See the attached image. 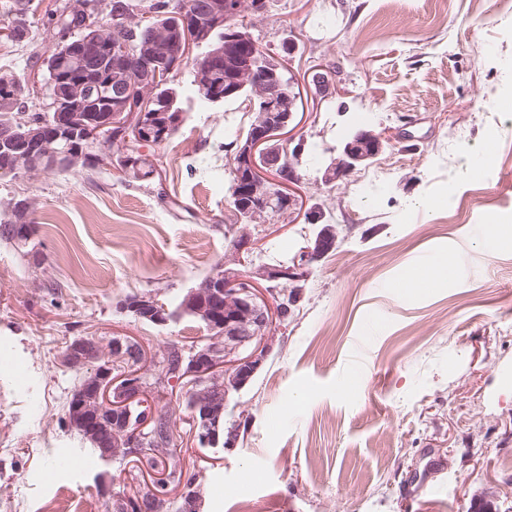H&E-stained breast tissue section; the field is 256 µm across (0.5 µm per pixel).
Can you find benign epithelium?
I'll use <instances>...</instances> for the list:
<instances>
[{
    "label": "benign epithelium",
    "mask_w": 512,
    "mask_h": 512,
    "mask_svg": "<svg viewBox=\"0 0 512 512\" xmlns=\"http://www.w3.org/2000/svg\"><path fill=\"white\" fill-rule=\"evenodd\" d=\"M238 0H200V6L184 21L177 36L163 43L148 42L138 53L125 44L111 42L98 32L56 46L66 55L72 69L53 71L50 80L52 104L47 121L21 130L0 134V152L12 160L11 168L29 176L44 165L75 166L83 158L80 143L100 146L112 155L124 143L112 137V128L135 130L141 143H158L181 123L177 112L165 121L154 120L153 93L157 90L160 68L176 66L192 59L195 46L208 43L222 28L227 43L211 51L196 65L197 81L204 82L209 70L224 58L225 51L236 50L238 66L248 72L262 69L263 81L254 92L263 101L261 112L248 137L234 143L232 193L249 197L240 219L255 224L268 215L291 214L297 199L291 185L295 171L282 163L283 143L292 142L296 96L272 67L262 65L265 51L245 28L239 17ZM99 70L103 82L96 85L103 98L101 112L72 111L61 87L81 83V75ZM53 130L47 134V130ZM382 136L358 131L344 145L342 154L325 169L328 179H338L379 153ZM10 215V240L16 249L28 246L29 221L33 202L9 200L3 204ZM336 246V226L326 224L314 243L306 244L288 262L258 264L241 271V255L251 250V239L237 238L229 255L200 284L190 289L179 302V311L190 313L206 325L209 336L191 345L173 346L161 355L146 358L139 344L127 337L114 336L107 343L79 336L61 354L64 366L83 373L84 388L72 401L68 419L88 435L104 438L100 459L141 457L160 443L162 433L157 401L167 397V385H181L191 411L193 433L202 448H235L240 439L237 426L225 425L230 393L246 386L258 373L275 336L274 325L288 317L290 305L297 302L295 285L305 280L310 266ZM122 308L134 317L149 318L159 326L170 321L169 310L156 296L138 294ZM108 414L112 430L106 432L88 410ZM134 496L117 494L125 510L145 512H195L200 495L188 498L182 493L163 492L170 484L168 471H143Z\"/></svg>",
    "instance_id": "obj_1"
}]
</instances>
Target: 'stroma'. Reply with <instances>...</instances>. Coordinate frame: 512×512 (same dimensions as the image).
Instances as JSON below:
<instances>
[{"label": "stroma", "mask_w": 512, "mask_h": 512, "mask_svg": "<svg viewBox=\"0 0 512 512\" xmlns=\"http://www.w3.org/2000/svg\"><path fill=\"white\" fill-rule=\"evenodd\" d=\"M0 73L35 90L44 111L53 39L22 0H0ZM242 24L302 96L298 137L317 160L295 191L336 227L335 248L302 281L251 382L231 393L237 447L203 448L173 395V443L197 475L200 512H512V18L472 0H270ZM327 76L318 96L312 77ZM183 121L145 146L159 175L146 187L105 166L82 175L0 179V202L35 200L36 258L0 240V512H112L139 473L103 462L66 422L80 375L59 356L77 336L136 340L148 354L204 336L183 314L167 325L119 304L160 295L168 307L213 272L240 227L230 205L224 129L247 131L238 101L201 102L190 68L175 75ZM367 130L382 151L349 176L324 170ZM320 226L305 214L250 225L253 258L291 257ZM447 256L450 287H404L408 269Z\"/></svg>", "instance_id": "35a3bbf8"}]
</instances>
